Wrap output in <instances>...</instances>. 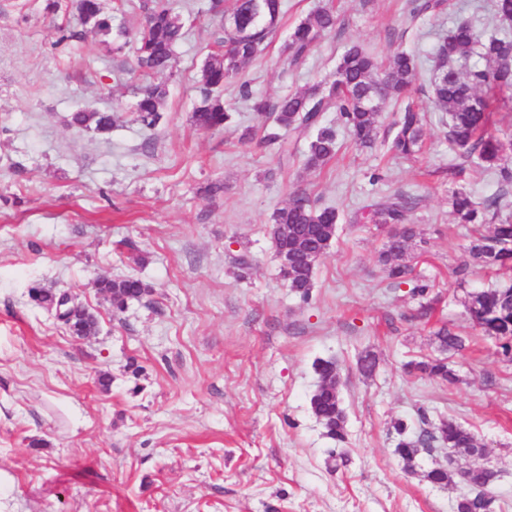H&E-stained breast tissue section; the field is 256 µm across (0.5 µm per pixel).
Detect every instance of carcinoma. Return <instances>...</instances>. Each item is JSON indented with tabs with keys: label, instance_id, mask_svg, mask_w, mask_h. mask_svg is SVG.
<instances>
[{
	"label": "carcinoma",
	"instance_id": "cac0c4a2",
	"mask_svg": "<svg viewBox=\"0 0 512 512\" xmlns=\"http://www.w3.org/2000/svg\"><path fill=\"white\" fill-rule=\"evenodd\" d=\"M232 2L229 9L222 8L221 0H196L190 7V13L197 17L224 12L223 35L217 38L219 49L208 54L196 86L193 119L203 129H219L232 120L235 106L224 100V84L238 78L243 66L265 50L282 12L281 0ZM136 8L144 22L131 37L128 30L114 27L112 13L104 9L102 0H72L80 25L111 45L112 54L119 55L128 44H134V72L140 82L135 112L144 126L154 128L162 119L167 91L165 85L156 84L153 79L157 75L175 76L174 50L184 38L185 21L173 8L172 0H137ZM492 9L499 25L491 31L480 34L468 22L461 21L439 41L431 93L437 123L450 147L463 151V157L499 176L500 193L478 202L468 190L457 188L448 195V202L455 223L488 224V232L471 241L472 263L499 274H511L509 281L498 288L468 293L465 308L473 324L498 341L503 361L512 364V251L502 247L512 243V221L499 219L498 211L501 193L512 187V169L502 164L505 153L512 152V132L494 130L491 126L493 98L512 91V35L502 26L512 22V0H492ZM334 31L336 15L332 9L324 7L309 13L292 28L285 44L290 64H302L319 40ZM417 70L416 58L403 50L396 52L383 70L361 45L352 43L345 48L326 82L276 102L253 96L245 83L240 85V95L252 111L272 120V125L265 128L266 144L275 145L284 153L288 151V138L299 140L308 135L307 164L319 169L336 156L340 128L356 145L372 146L378 138L381 107L393 98L402 106L392 123L390 151L396 158L412 159L422 150L425 122L424 114L406 100ZM330 109L338 112V118L336 124L325 125L322 114ZM70 125L107 133L112 129L113 116L106 110L79 109L72 113ZM418 204L417 196L398 190L377 198L367 210L370 223L397 227L389 232L379 254V262L392 286L399 288L410 283V296L424 299L430 285L423 279L412 278L406 261L415 238L414 228L406 221ZM338 220L336 209L318 207L302 195L271 217L270 237L275 253L288 249V288L304 303L311 298L316 263L336 237ZM98 288L117 310L147 292V286L135 277L102 279ZM53 296V290L48 288L30 289L35 305L48 311ZM62 299L70 303V331L77 336L93 333V316L84 313L82 305L69 294H63ZM435 339L442 356L411 361L407 367L423 377L451 383L455 375L444 354L466 349V339L446 326L435 332ZM334 369L331 360L316 363L321 382L310 397V406L326 436L341 444L346 442V414L339 388L327 383ZM421 423L424 428L412 434L407 433V424L400 422L396 426L400 439L395 452L411 471L421 454H431L438 446L467 452L477 447L474 434L453 419L430 423L423 413ZM424 478L433 485L446 486L451 481V471L439 465L425 471ZM495 478L494 471L471 474L466 480L469 490L457 497L456 512H495L494 498L482 491Z\"/></svg>",
	"mask_w": 512,
	"mask_h": 512
}]
</instances>
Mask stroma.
Masks as SVG:
<instances>
[{
    "label": "stroma",
    "mask_w": 512,
    "mask_h": 512,
    "mask_svg": "<svg viewBox=\"0 0 512 512\" xmlns=\"http://www.w3.org/2000/svg\"><path fill=\"white\" fill-rule=\"evenodd\" d=\"M486 2L444 0L415 18L411 0H284L267 49L225 85L236 110L218 130L192 115L220 22H190L149 130L136 119L135 82L72 12L0 0V512H455L461 484L432 485L423 471L482 460L442 451L404 470L394 424L416 428L422 412L457 420L490 448L489 492L496 512H512V365L464 307L499 278L475 267L457 280L470 234L448 205L453 187L481 200L498 183L449 147L430 89L435 45L460 21L492 28ZM322 6L337 30L293 67L288 34ZM62 28L76 39L58 43ZM352 42L382 62L416 56L422 154L397 160L384 142L360 149L345 136L322 169L306 168L302 140L282 158L261 141L266 123L239 101V82L277 100L327 77ZM80 108L113 112L111 131L71 127ZM247 127L253 140L240 138ZM394 190L420 198L409 263L432 284L425 316L378 261L387 228L351 221ZM297 195L339 213L306 304L282 279L269 235L272 213ZM125 276L149 292L119 312L98 283ZM35 284L69 292L97 332L71 335L31 303ZM444 324L469 342L449 360L456 382L409 374L408 361L436 356ZM368 352L370 375L359 365ZM320 359L341 378V445L310 409ZM336 449L347 459L338 468Z\"/></svg>",
    "instance_id": "35a3bbf8"
}]
</instances>
